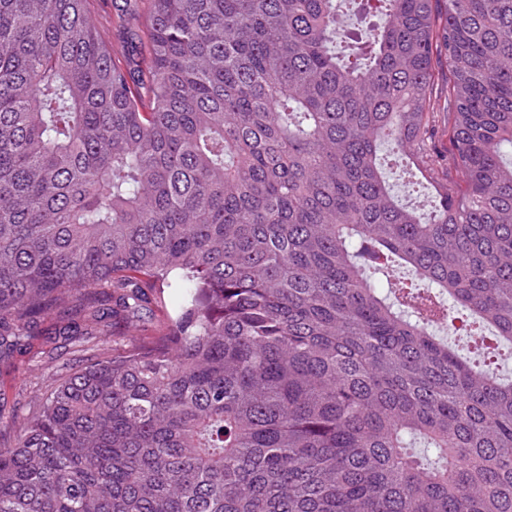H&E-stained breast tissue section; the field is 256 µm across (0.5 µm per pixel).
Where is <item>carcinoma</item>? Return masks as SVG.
Returning a JSON list of instances; mask_svg holds the SVG:
<instances>
[{
	"mask_svg": "<svg viewBox=\"0 0 512 512\" xmlns=\"http://www.w3.org/2000/svg\"><path fill=\"white\" fill-rule=\"evenodd\" d=\"M140 2L0 0V512H512V0ZM115 1L113 0H89L87 9L97 27L108 37L113 59L116 63H124L122 46L124 41L123 31L112 24V14L115 13ZM450 79L444 70L435 73V94L433 95L432 124L435 132L433 150L442 163L448 162V190L458 192L463 188L460 173L453 166L451 156L454 153V145L449 134L451 129L453 104L448 94ZM52 347L55 346L36 338L25 352L0 362V409L4 415L14 409L18 412L26 409L41 386L40 365Z\"/></svg>",
	"mask_w": 512,
	"mask_h": 512,
	"instance_id": "1",
	"label": "carcinoma"
}]
</instances>
